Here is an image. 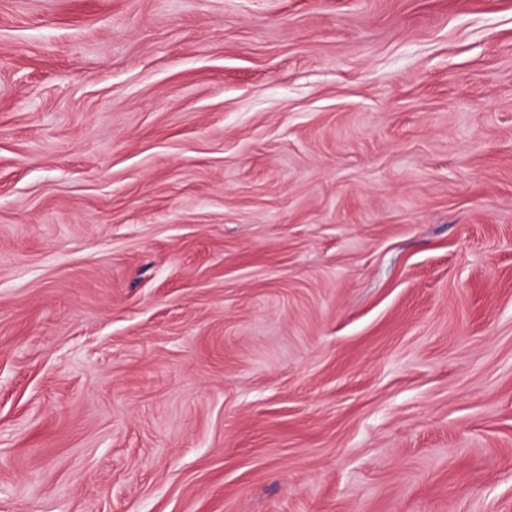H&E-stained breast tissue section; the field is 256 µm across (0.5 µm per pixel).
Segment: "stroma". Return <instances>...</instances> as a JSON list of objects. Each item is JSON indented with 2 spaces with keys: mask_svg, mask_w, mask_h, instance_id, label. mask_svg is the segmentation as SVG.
<instances>
[{
  "mask_svg": "<svg viewBox=\"0 0 512 512\" xmlns=\"http://www.w3.org/2000/svg\"><path fill=\"white\" fill-rule=\"evenodd\" d=\"M0 512H512V0H0Z\"/></svg>",
  "mask_w": 512,
  "mask_h": 512,
  "instance_id": "obj_1",
  "label": "stroma"
}]
</instances>
